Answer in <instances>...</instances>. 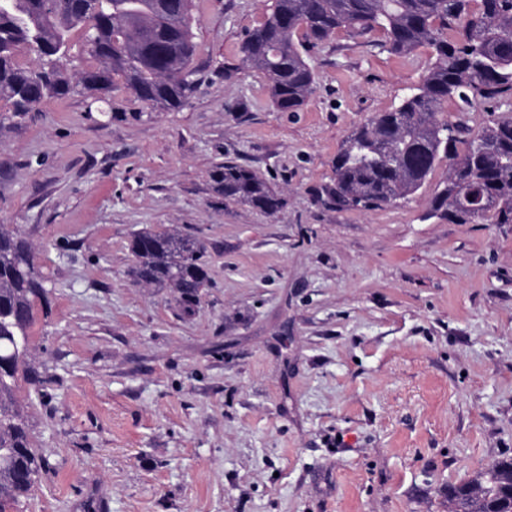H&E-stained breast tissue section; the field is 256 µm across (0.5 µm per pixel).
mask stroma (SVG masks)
<instances>
[{
    "label": "stroma",
    "instance_id": "obj_1",
    "mask_svg": "<svg viewBox=\"0 0 512 512\" xmlns=\"http://www.w3.org/2000/svg\"><path fill=\"white\" fill-rule=\"evenodd\" d=\"M269 6L195 0L201 83L179 111L74 93L0 131V224L51 284L28 331L48 383L17 380L49 465L16 512H448L449 487L512 457V224L428 218L444 161L376 209L322 194L430 49L339 30L281 112L240 66ZM226 161L285 206L215 198ZM169 225L208 247L190 316L128 275L133 234Z\"/></svg>",
    "mask_w": 512,
    "mask_h": 512
}]
</instances>
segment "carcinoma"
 I'll return each mask as SVG.
<instances>
[{"label": "carcinoma", "instance_id": "1", "mask_svg": "<svg viewBox=\"0 0 512 512\" xmlns=\"http://www.w3.org/2000/svg\"><path fill=\"white\" fill-rule=\"evenodd\" d=\"M99 15L92 41L84 33ZM193 0H61L47 23L43 0H0V131L47 98L122 89L159 112L184 107L197 91L192 66ZM342 28L380 31L385 49L408 56L420 47L434 62L395 108L352 131L336 154V183L328 195L346 208L372 209L415 194L448 158V179L427 217L453 224H512V118L474 133L464 122L442 121L448 101L460 111L475 101L512 106V0H272L265 21L246 39L245 68L262 72L275 108L294 112L314 91L316 76L305 45L320 44ZM302 32L304 41L295 43ZM26 46L39 65L23 67ZM100 63L85 69V59ZM213 193L272 215L284 204L272 183L248 166L225 162L210 174ZM131 279L167 288L184 315L193 313L211 276L206 245L177 229L146 228L130 242ZM46 281L18 228L0 225V512L29 495L45 468L33 449L15 377L24 369L40 382L28 329ZM512 457L469 482L448 489V512H512Z\"/></svg>", "mask_w": 512, "mask_h": 512}]
</instances>
